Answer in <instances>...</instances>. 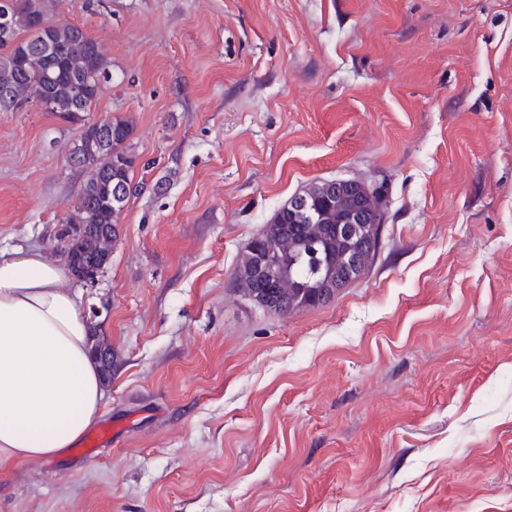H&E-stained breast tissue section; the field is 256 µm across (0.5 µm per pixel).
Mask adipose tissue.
Instances as JSON below:
<instances>
[{
	"instance_id": "obj_1",
	"label": "adipose tissue",
	"mask_w": 512,
	"mask_h": 512,
	"mask_svg": "<svg viewBox=\"0 0 512 512\" xmlns=\"http://www.w3.org/2000/svg\"><path fill=\"white\" fill-rule=\"evenodd\" d=\"M65 270L0 249V474L76 447L105 403L91 325Z\"/></svg>"
}]
</instances>
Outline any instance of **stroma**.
<instances>
[{
	"instance_id": "obj_1",
	"label": "stroma",
	"mask_w": 512,
	"mask_h": 512,
	"mask_svg": "<svg viewBox=\"0 0 512 512\" xmlns=\"http://www.w3.org/2000/svg\"><path fill=\"white\" fill-rule=\"evenodd\" d=\"M131 120V195L81 293L112 441L0 477V512H512V0H62ZM78 126L0 112V247L62 261ZM381 187L327 304L233 288L309 184ZM260 256L256 248L252 249L248 244L239 255L234 271L235 288L242 296L249 300L254 298L253 293L260 288L259 278L256 276L257 264Z\"/></svg>"
}]
</instances>
